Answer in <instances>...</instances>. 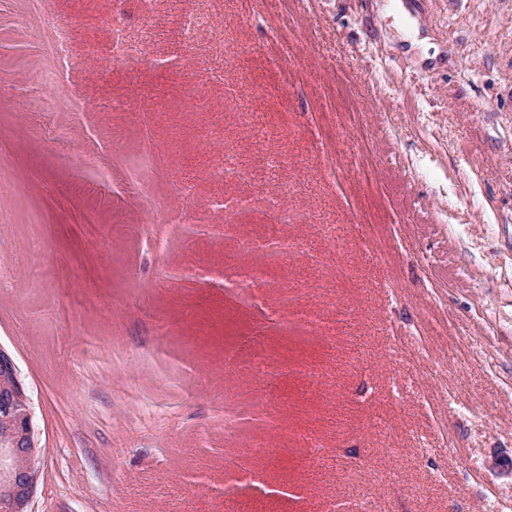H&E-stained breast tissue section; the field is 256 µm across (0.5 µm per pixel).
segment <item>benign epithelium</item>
Segmentation results:
<instances>
[{
	"mask_svg": "<svg viewBox=\"0 0 512 512\" xmlns=\"http://www.w3.org/2000/svg\"><path fill=\"white\" fill-rule=\"evenodd\" d=\"M0 419L7 425L0 438V509L28 512L40 479L41 448L27 389L13 356L1 346Z\"/></svg>",
	"mask_w": 512,
	"mask_h": 512,
	"instance_id": "1",
	"label": "benign epithelium"
}]
</instances>
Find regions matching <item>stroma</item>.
Instances as JSON below:
<instances>
[{
    "label": "stroma",
    "instance_id": "stroma-1",
    "mask_svg": "<svg viewBox=\"0 0 512 512\" xmlns=\"http://www.w3.org/2000/svg\"><path fill=\"white\" fill-rule=\"evenodd\" d=\"M101 8L0 0L29 512H512V0H131L136 68ZM264 267L273 319L224 286ZM111 14L108 19V27L111 33L114 50H116L117 57L127 65L135 66L138 63L142 64L143 53L139 46L128 44L124 38V29L122 26L115 24L114 14L122 11V6L125 3L123 0H114ZM50 50L54 58V70L47 74L48 84H58L64 78L70 44V30L67 23L61 22L51 32ZM273 218L268 224V234L266 235L265 246L268 248L275 247L277 252L282 254H288V248L292 247V244L280 235V227L282 224H287L288 220L286 216L280 213L276 207H271Z\"/></svg>",
    "mask_w": 512,
    "mask_h": 512
}]
</instances>
